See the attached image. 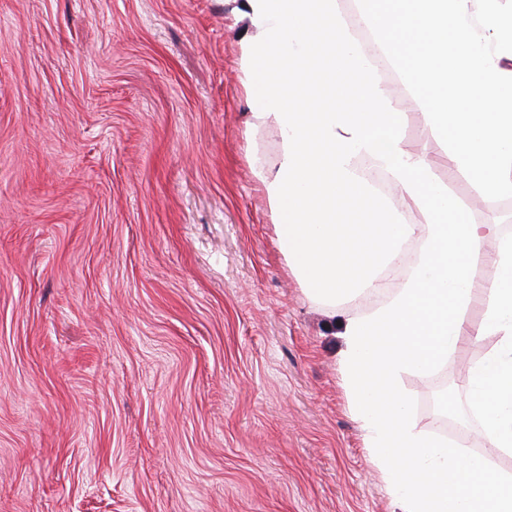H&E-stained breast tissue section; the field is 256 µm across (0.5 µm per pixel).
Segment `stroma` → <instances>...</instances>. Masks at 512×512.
<instances>
[{"label": "stroma", "mask_w": 512, "mask_h": 512, "mask_svg": "<svg viewBox=\"0 0 512 512\" xmlns=\"http://www.w3.org/2000/svg\"><path fill=\"white\" fill-rule=\"evenodd\" d=\"M233 0H0V512H402L340 372L341 326L281 250L251 162ZM477 224L501 211L449 173ZM464 336L451 448L483 451ZM435 376L402 379L436 431Z\"/></svg>", "instance_id": "stroma-1"}]
</instances>
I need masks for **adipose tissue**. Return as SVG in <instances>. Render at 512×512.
<instances>
[{"instance_id":"obj_1","label":"adipose tissue","mask_w":512,"mask_h":512,"mask_svg":"<svg viewBox=\"0 0 512 512\" xmlns=\"http://www.w3.org/2000/svg\"><path fill=\"white\" fill-rule=\"evenodd\" d=\"M237 12L255 117L282 138L276 170L258 157L253 169L291 270L333 304L379 288L401 248L420 243L400 287L344 325L343 383L373 466L402 512H512V476L426 436L401 386L447 358L481 298L470 331L496 344L469 372L471 408L488 448L512 451V234L465 222L427 149L400 137L411 99L477 196L512 194V0H357L380 50L370 63L336 0H239ZM388 68L399 88L381 80ZM394 194L422 226L402 223ZM480 263L492 281L476 280Z\"/></svg>"}]
</instances>
